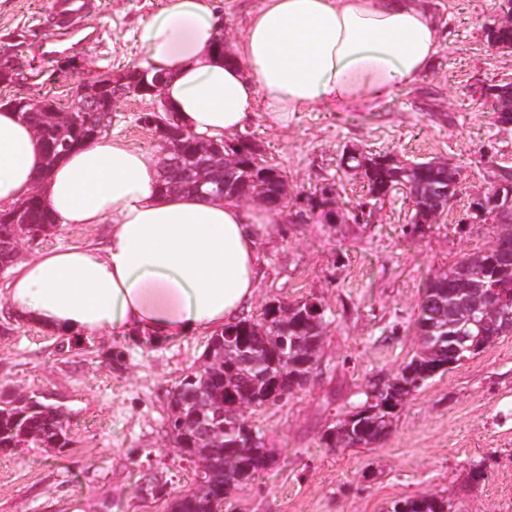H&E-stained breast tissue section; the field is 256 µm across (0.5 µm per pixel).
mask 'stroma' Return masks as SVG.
Wrapping results in <instances>:
<instances>
[{
  "label": "stroma",
  "instance_id": "stroma-1",
  "mask_svg": "<svg viewBox=\"0 0 512 512\" xmlns=\"http://www.w3.org/2000/svg\"><path fill=\"white\" fill-rule=\"evenodd\" d=\"M498 0H424L446 31L432 69L390 101L367 111L332 108L294 114L283 129L266 125L263 104L246 131L288 176V203L259 227L262 276L248 313L266 305L318 298L326 310L324 343L303 389L249 410L272 457L269 471L232 491V512H383L391 501L425 494L450 500L455 512H512V336L463 366L430 380L402 406L392 432L369 448H329L324 431L356 410L372 384L386 381L417 348L414 319L422 289L463 254L488 246L489 224L461 225L475 192L489 188L497 166L512 167V128L493 125L481 87L512 80V54L492 53L483 33ZM47 0H0V51L17 48L21 71L0 81V99L50 95L69 104L77 89L105 73L148 66L144 25L164 0H101L93 25L99 42L57 62L33 58ZM151 100L130 98L112 110L111 135L157 154L154 133L137 119ZM402 160L440 159L457 167L461 192L436 224L409 232L403 193L356 219L366 192L345 173L344 149ZM334 183L344 213L334 224L300 220L304 198ZM104 224L56 229L38 249L100 245ZM0 391L43 393L70 409L72 443L0 451V512H166L144 502L140 478L161 477L170 497L194 484L169 429V396L198 366L207 335L149 343L109 331L95 334L89 356L61 357L58 338L39 325L10 319L1 293ZM122 352L120 363L108 356ZM485 461L487 478L467 481L470 461Z\"/></svg>",
  "mask_w": 512,
  "mask_h": 512
}]
</instances>
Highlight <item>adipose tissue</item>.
Masks as SVG:
<instances>
[{"label":"adipose tissue","mask_w":512,"mask_h":512,"mask_svg":"<svg viewBox=\"0 0 512 512\" xmlns=\"http://www.w3.org/2000/svg\"><path fill=\"white\" fill-rule=\"evenodd\" d=\"M216 0H166L142 33L181 124L211 136L297 112L372 110L426 74L446 35L417 0H263L224 60ZM42 147L0 111V206L29 196ZM56 226L107 224L104 246L38 252L6 284L13 315L57 335L103 330L153 340L213 332L249 307L262 259L261 211L222 197L166 196L157 158L118 138L62 156L44 181Z\"/></svg>","instance_id":"ef3b65f1"}]
</instances>
